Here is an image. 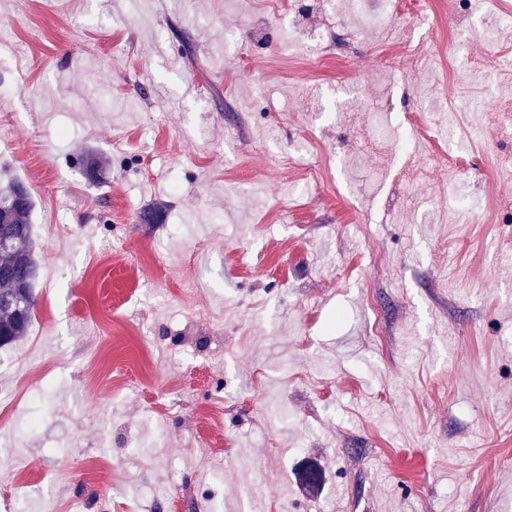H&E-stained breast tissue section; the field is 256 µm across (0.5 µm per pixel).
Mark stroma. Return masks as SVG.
<instances>
[{
    "label": "stroma",
    "instance_id": "stroma-1",
    "mask_svg": "<svg viewBox=\"0 0 512 512\" xmlns=\"http://www.w3.org/2000/svg\"><path fill=\"white\" fill-rule=\"evenodd\" d=\"M146 2L0 0V188L29 189L38 262L33 324L0 349V501L19 434L28 512H512V177L488 143L404 179L450 30L481 59L512 0L391 31L364 27L379 0ZM327 21L348 54L308 44ZM112 237L136 265L99 257ZM143 329L147 373L125 359ZM172 391L178 418L147 412Z\"/></svg>",
    "mask_w": 512,
    "mask_h": 512
}]
</instances>
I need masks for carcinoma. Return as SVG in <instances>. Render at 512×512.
Here are the masks:
<instances>
[{"instance_id":"carcinoma-1","label":"carcinoma","mask_w":512,"mask_h":512,"mask_svg":"<svg viewBox=\"0 0 512 512\" xmlns=\"http://www.w3.org/2000/svg\"><path fill=\"white\" fill-rule=\"evenodd\" d=\"M23 200L0 213V347L27 335L36 308L38 275L31 212L34 201L27 187L12 182L0 189V202Z\"/></svg>"}]
</instances>
